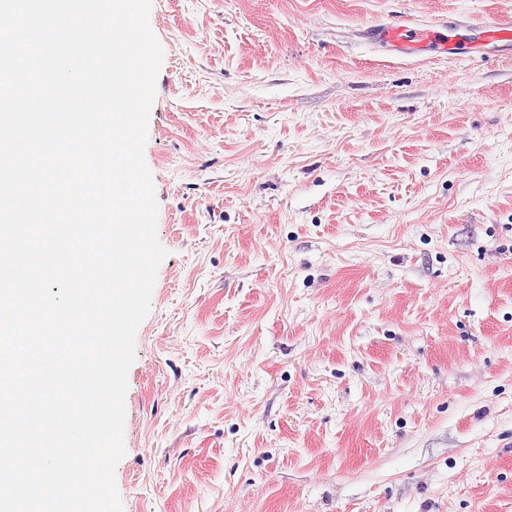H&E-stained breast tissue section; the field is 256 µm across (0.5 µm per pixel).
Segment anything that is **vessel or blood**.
<instances>
[{"mask_svg":"<svg viewBox=\"0 0 512 512\" xmlns=\"http://www.w3.org/2000/svg\"><path fill=\"white\" fill-rule=\"evenodd\" d=\"M485 44L511 43L512 18H493L481 26ZM369 39L382 47L393 48L404 58H418L429 53L458 56L467 53V46L455 34L437 28L417 29L404 25H380L371 29Z\"/></svg>","mask_w":512,"mask_h":512,"instance_id":"obj_1","label":"vessel or blood"}]
</instances>
